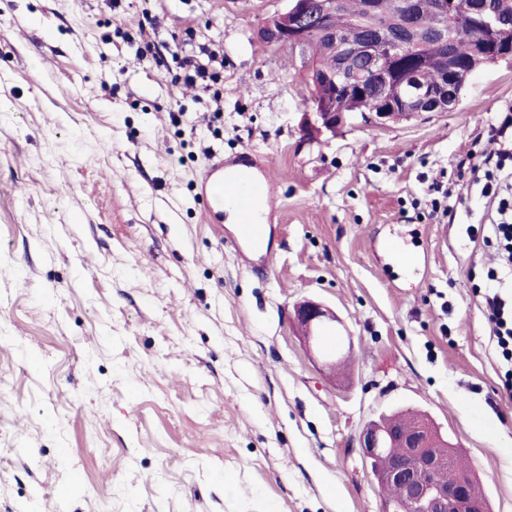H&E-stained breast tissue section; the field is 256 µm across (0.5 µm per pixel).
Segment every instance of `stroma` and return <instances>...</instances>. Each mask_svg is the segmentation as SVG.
Segmentation results:
<instances>
[{"label": "stroma", "instance_id": "35a3bbf8", "mask_svg": "<svg viewBox=\"0 0 512 512\" xmlns=\"http://www.w3.org/2000/svg\"><path fill=\"white\" fill-rule=\"evenodd\" d=\"M287 5L0 0V512H381L359 436L400 409L512 512V390L475 294L495 253L468 235L496 215L512 65L452 111L309 140L300 53L257 37ZM179 41L223 58L221 100L183 86ZM209 146L268 161L271 270L207 220ZM396 235L410 265L378 250ZM306 299L345 372L301 336ZM295 318L297 322L303 326L309 335L313 332L321 330L331 324L325 322L323 319H328L336 322V316L329 310L325 309L322 305L315 302H304L300 304L295 310ZM311 336H307L309 339Z\"/></svg>", "mask_w": 512, "mask_h": 512}]
</instances>
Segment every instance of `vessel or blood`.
<instances>
[{"mask_svg": "<svg viewBox=\"0 0 512 512\" xmlns=\"http://www.w3.org/2000/svg\"><path fill=\"white\" fill-rule=\"evenodd\" d=\"M275 192L267 164L247 152L232 159L214 154L200 186L199 195L214 223H223L225 207H232L231 243L241 261L253 269L267 270L273 264L272 241L263 210L269 207Z\"/></svg>", "mask_w": 512, "mask_h": 512, "instance_id": "obj_1", "label": "vessel or blood"}]
</instances>
